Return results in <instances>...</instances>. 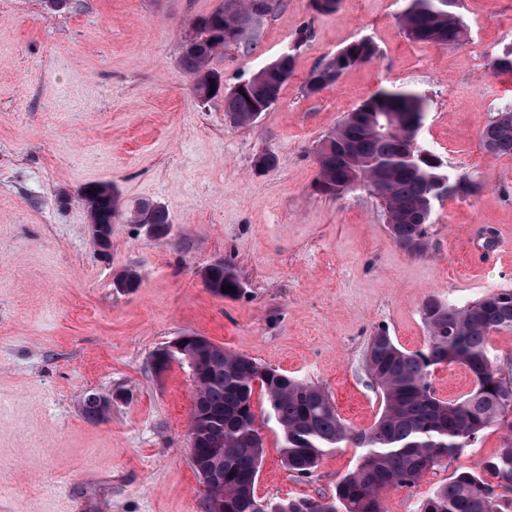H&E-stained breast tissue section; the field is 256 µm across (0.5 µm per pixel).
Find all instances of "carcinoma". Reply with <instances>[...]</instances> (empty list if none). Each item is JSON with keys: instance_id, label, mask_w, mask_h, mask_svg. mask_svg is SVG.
Returning <instances> with one entry per match:
<instances>
[{"instance_id": "carcinoma-1", "label": "carcinoma", "mask_w": 512, "mask_h": 512, "mask_svg": "<svg viewBox=\"0 0 512 512\" xmlns=\"http://www.w3.org/2000/svg\"><path fill=\"white\" fill-rule=\"evenodd\" d=\"M277 0H222L212 12L191 25L193 42L184 47L180 64L200 98H214L219 72L212 60L225 49L241 44L262 18L273 13ZM462 0H405L399 21L406 36L439 47L460 44L466 25ZM377 55L369 40L353 42L332 55L321 69L312 70L305 90L313 93L333 86L351 67ZM284 84L258 72L244 85L224 95V112L233 123L247 125L274 90ZM424 114V98L412 90H381L349 113L321 140L317 185L326 195H339L372 178L381 183L377 196L385 209L388 229L396 243L410 254L427 249L435 203L446 196H471L482 190L462 176L455 179L443 165L407 149L417 138ZM486 149L512 155V102L498 108L482 132ZM87 210L92 224L144 222L164 235L169 218L164 206L138 201L127 206L118 188L109 182L87 184ZM206 288L215 296L238 297L243 286L229 264L202 271ZM133 269L117 273L114 286L139 287ZM234 287L225 293L222 288ZM428 340L419 350H407L380 328L370 337L365 355L367 377L381 394L378 418L367 430L355 432L340 418L328 393L320 386L264 366L220 345L204 355L192 353L187 343L174 353L176 362L192 372L194 419L224 438L215 455L207 439L195 448L203 468H216L220 478L210 497L224 502V512H385L383 492L411 488L428 471L477 443L490 426L507 424L512 432L511 388L489 353L493 331L512 330V290L491 289L458 306L435 298L422 306ZM460 365L474 382L473 390L443 400L431 385L436 367ZM265 396L266 420L274 421L281 437L282 462L299 478H309L332 450L352 443L361 449L356 468L343 476L330 498H297L275 503L255 494L263 460V436L252 411L255 387ZM512 486V438L497 455L473 469L454 473L422 504L421 512H505L496 488Z\"/></svg>"}]
</instances>
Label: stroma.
<instances>
[{"mask_svg":"<svg viewBox=\"0 0 512 512\" xmlns=\"http://www.w3.org/2000/svg\"><path fill=\"white\" fill-rule=\"evenodd\" d=\"M220 2L69 0L52 12L44 0H0V512H205L190 462L191 374L176 364L159 379L151 368L177 337H208L320 385L357 431L380 410L364 371L378 328L416 350L426 299L461 306L512 289V156L481 141L512 100V76L489 67L512 43V0H463L467 35L447 48L406 36L402 0H342L331 15L280 0L212 62L230 89L295 49L279 100L247 126L229 120L222 97H197L180 65L191 20ZM361 39L376 57L306 94L308 74ZM395 89L424 97L418 139L444 170L484 185L436 202L417 255L396 244L367 187L315 189L323 136ZM261 152L277 158L264 174L253 166ZM91 182L161 203L166 236L116 224L99 250L78 196ZM218 261L243 295L205 288L201 273ZM126 268L139 288L114 287ZM90 390L112 400L104 421L82 414ZM262 435L264 500L332 496L359 461V449L339 448L299 478L281 462L276 425ZM505 439L488 428L447 467L384 493L385 512H421Z\"/></svg>","mask_w":512,"mask_h":512,"instance_id":"stroma-1","label":"stroma"}]
</instances>
